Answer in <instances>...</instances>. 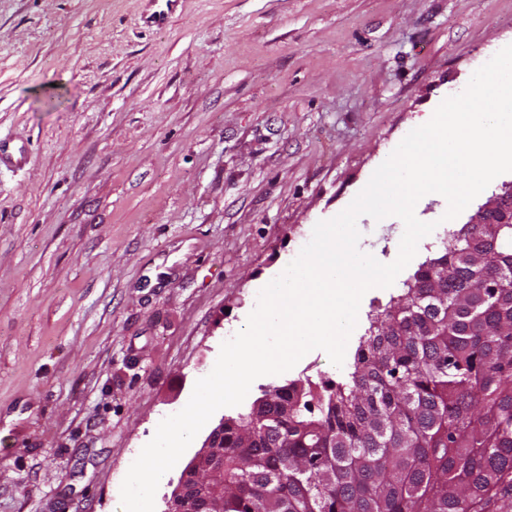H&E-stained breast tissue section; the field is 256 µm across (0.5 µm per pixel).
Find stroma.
<instances>
[{
  "mask_svg": "<svg viewBox=\"0 0 512 512\" xmlns=\"http://www.w3.org/2000/svg\"><path fill=\"white\" fill-rule=\"evenodd\" d=\"M0 0V512H121L262 285L446 97L512 44V0ZM444 197L348 341L441 254ZM393 262L404 226L358 220ZM314 350L256 379L345 378Z\"/></svg>",
  "mask_w": 512,
  "mask_h": 512,
  "instance_id": "35a3bbf8",
  "label": "stroma"
}]
</instances>
